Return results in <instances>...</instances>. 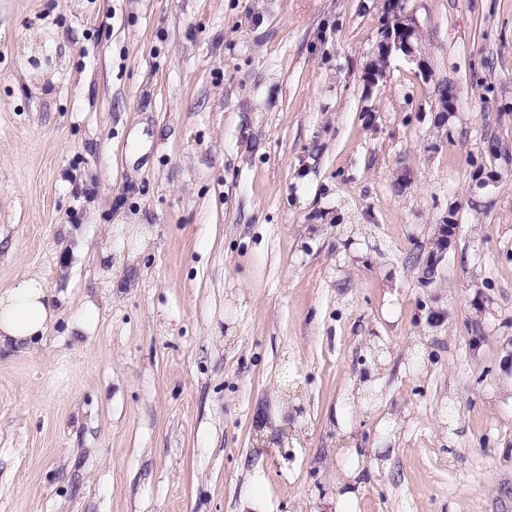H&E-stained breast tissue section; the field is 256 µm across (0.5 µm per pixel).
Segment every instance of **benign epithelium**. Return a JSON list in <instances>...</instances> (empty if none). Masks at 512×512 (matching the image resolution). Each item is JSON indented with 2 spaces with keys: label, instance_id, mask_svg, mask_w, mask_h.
<instances>
[{
  "label": "benign epithelium",
  "instance_id": "1",
  "mask_svg": "<svg viewBox=\"0 0 512 512\" xmlns=\"http://www.w3.org/2000/svg\"><path fill=\"white\" fill-rule=\"evenodd\" d=\"M393 19L380 29V37L376 43L374 54L380 65L364 71L363 81L367 90L378 86L379 82L386 77L391 58L395 55L404 56L409 62L416 65L420 75L426 80L431 78L430 65L422 53V31L418 22L406 10L405 0H394L392 4ZM453 223L446 220V223L438 225L434 239L435 249L423 272V282L430 284L436 278L438 266L442 261L443 254L447 251L448 237L452 232Z\"/></svg>",
  "mask_w": 512,
  "mask_h": 512
}]
</instances>
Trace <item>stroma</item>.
<instances>
[{
    "label": "stroma",
    "mask_w": 512,
    "mask_h": 512,
    "mask_svg": "<svg viewBox=\"0 0 512 512\" xmlns=\"http://www.w3.org/2000/svg\"><path fill=\"white\" fill-rule=\"evenodd\" d=\"M385 3L0 0V289L58 313L0 512H323L348 440L358 512H512V0H407L432 77L368 93ZM447 224H438L437 233L435 234L434 245L435 249L431 253V257L429 261H427V265L423 272V282L425 284H430L436 278V274L438 271V266L442 261L443 254L447 251L448 247V237L452 232L453 223L448 218L446 220ZM99 308L91 300L82 302L78 315L68 322L66 332L68 334H78L73 336H85L88 339L92 337L99 321Z\"/></svg>",
    "instance_id": "obj_1"
}]
</instances>
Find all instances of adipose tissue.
Returning <instances> with one entry per match:
<instances>
[{"label":"adipose tissue","mask_w":512,"mask_h":512,"mask_svg":"<svg viewBox=\"0 0 512 512\" xmlns=\"http://www.w3.org/2000/svg\"><path fill=\"white\" fill-rule=\"evenodd\" d=\"M57 314L52 308L46 284L37 275L25 276L6 289H0V350L27 349L41 344ZM347 456L351 464L336 472V497L328 499L330 512H355L363 483L362 470L357 458L363 457L364 449L349 448Z\"/></svg>","instance_id":"obj_1"}]
</instances>
